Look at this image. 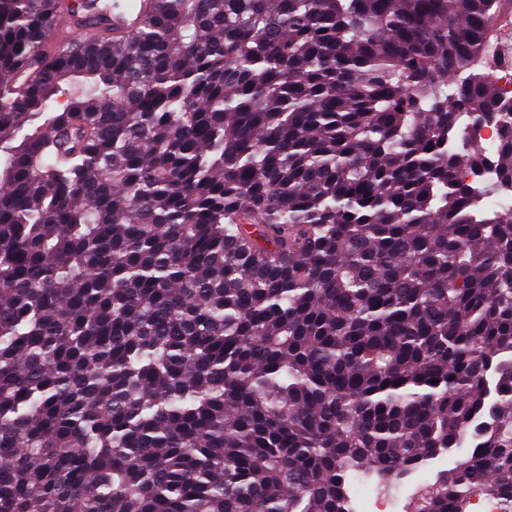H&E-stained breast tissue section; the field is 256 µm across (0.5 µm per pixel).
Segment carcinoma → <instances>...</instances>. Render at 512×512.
I'll return each mask as SVG.
<instances>
[{"mask_svg": "<svg viewBox=\"0 0 512 512\" xmlns=\"http://www.w3.org/2000/svg\"><path fill=\"white\" fill-rule=\"evenodd\" d=\"M503 2L0 0V512H512ZM118 2H125L123 3L125 6L119 8L112 7V12H105L98 8L92 9L81 15L80 20L74 18L69 23L68 28L77 31L82 36L88 31L90 35H93L95 31L105 29L112 30V34L126 33L133 30L138 23L139 15L135 4L139 0H123ZM506 35L497 45L494 52L493 72L504 95L512 96V35L510 24L505 26ZM350 482L364 488L367 491V495L362 496L358 493L352 496L349 495L347 505L349 512H402L405 509L398 492L389 496V492L383 493L377 487L373 488L362 477L351 479ZM390 509H393V511H389Z\"/></svg>", "mask_w": 512, "mask_h": 512, "instance_id": "cac0c4a2", "label": "carcinoma"}]
</instances>
